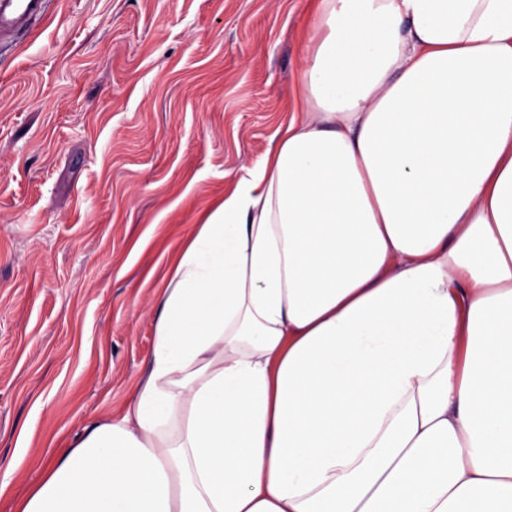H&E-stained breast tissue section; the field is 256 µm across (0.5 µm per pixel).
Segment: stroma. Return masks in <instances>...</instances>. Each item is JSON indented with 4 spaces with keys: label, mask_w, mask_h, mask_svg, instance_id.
Returning a JSON list of instances; mask_svg holds the SVG:
<instances>
[{
    "label": "stroma",
    "mask_w": 512,
    "mask_h": 512,
    "mask_svg": "<svg viewBox=\"0 0 512 512\" xmlns=\"http://www.w3.org/2000/svg\"><path fill=\"white\" fill-rule=\"evenodd\" d=\"M308 0H54L0 53V512L121 416L200 213L298 98Z\"/></svg>",
    "instance_id": "1"
}]
</instances>
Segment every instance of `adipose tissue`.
<instances>
[{"label":"adipose tissue","instance_id":"obj_1","mask_svg":"<svg viewBox=\"0 0 512 512\" xmlns=\"http://www.w3.org/2000/svg\"><path fill=\"white\" fill-rule=\"evenodd\" d=\"M291 117L16 512H512V0H312Z\"/></svg>","mask_w":512,"mask_h":512}]
</instances>
